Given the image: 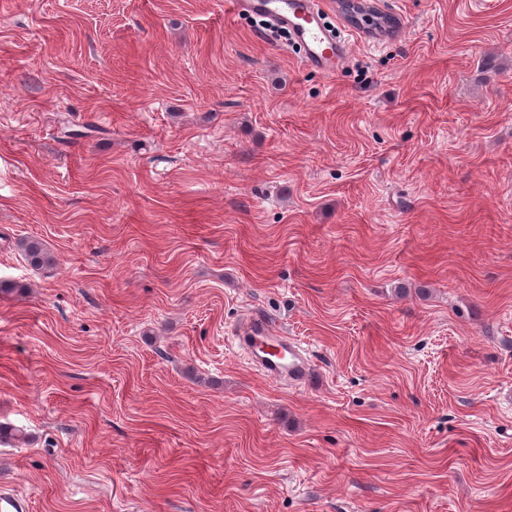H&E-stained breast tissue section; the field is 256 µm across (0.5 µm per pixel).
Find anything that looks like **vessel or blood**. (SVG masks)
<instances>
[{
    "mask_svg": "<svg viewBox=\"0 0 512 512\" xmlns=\"http://www.w3.org/2000/svg\"><path fill=\"white\" fill-rule=\"evenodd\" d=\"M239 10L287 28L306 66L333 72L347 52L345 37L327 28L317 0H235ZM242 340L266 377L288 379L305 388L316 385L319 373L302 347L279 336L269 319L253 314L244 323Z\"/></svg>",
    "mask_w": 512,
    "mask_h": 512,
    "instance_id": "b4317fda",
    "label": "vessel or blood"
}]
</instances>
